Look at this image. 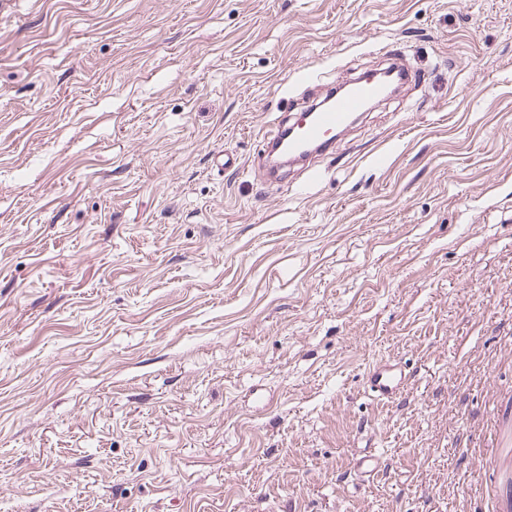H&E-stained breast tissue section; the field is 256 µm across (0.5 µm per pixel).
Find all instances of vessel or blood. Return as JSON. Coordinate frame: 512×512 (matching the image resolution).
Returning a JSON list of instances; mask_svg holds the SVG:
<instances>
[{"mask_svg":"<svg viewBox=\"0 0 512 512\" xmlns=\"http://www.w3.org/2000/svg\"><path fill=\"white\" fill-rule=\"evenodd\" d=\"M385 88L371 77L355 79L348 93L331 96L326 106H309L298 117L288 120L278 133L265 142L263 153L271 155L274 148L286 149L296 162L309 163L316 148L330 149L337 136L356 120L367 101L384 98ZM409 378L408 371L397 361L381 360L369 368L365 377L368 395L382 403L393 402ZM385 468L382 457L365 451L352 464L354 477L362 482L373 481Z\"/></svg>","mask_w":512,"mask_h":512,"instance_id":"vessel-or-blood-1","label":"vessel or blood"}]
</instances>
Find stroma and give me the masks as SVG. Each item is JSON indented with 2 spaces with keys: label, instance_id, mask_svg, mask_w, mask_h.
<instances>
[{
  "label": "stroma",
  "instance_id": "stroma-1",
  "mask_svg": "<svg viewBox=\"0 0 512 512\" xmlns=\"http://www.w3.org/2000/svg\"><path fill=\"white\" fill-rule=\"evenodd\" d=\"M511 428L512 0H0V512H495ZM379 79L367 76L355 79L348 93L337 96L336 87H331L323 100L330 99L329 103L324 107L312 104L295 119L289 117L278 133L265 142L264 155L270 159L274 147L288 149V155L295 157L289 163L293 165L307 164L315 156L327 153L336 137L357 119L367 101L386 97ZM316 147L323 148L314 151ZM409 372L396 360H381L369 368L365 390L374 400L389 404L404 388ZM385 468V461L372 450L365 451L352 463L351 472L354 477L362 482L373 481L374 478Z\"/></svg>",
  "mask_w": 512,
  "mask_h": 512
}]
</instances>
